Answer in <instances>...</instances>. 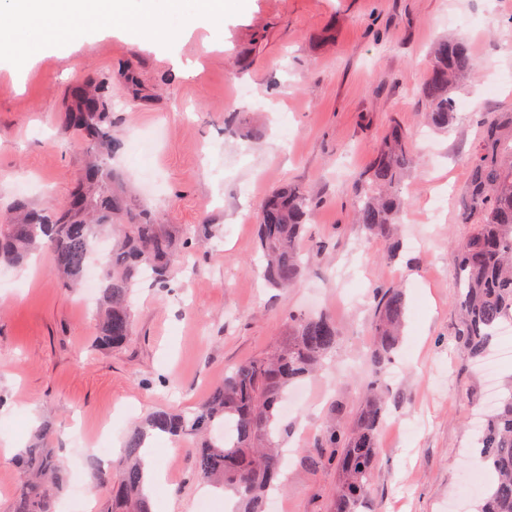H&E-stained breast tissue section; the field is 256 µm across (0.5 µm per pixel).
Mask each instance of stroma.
<instances>
[{
  "instance_id": "35a3bbf8",
  "label": "stroma",
  "mask_w": 512,
  "mask_h": 512,
  "mask_svg": "<svg viewBox=\"0 0 512 512\" xmlns=\"http://www.w3.org/2000/svg\"><path fill=\"white\" fill-rule=\"evenodd\" d=\"M512 0H245L225 8L224 29L187 25L174 40L140 42L128 27L97 25L54 45L0 54V208L69 204L83 183V131L69 115L79 92H99L114 149L108 178L126 209L157 224L220 225L190 273L134 289L135 334L119 351L96 350L94 304L52 273L51 254L0 273V447L29 445L42 422L67 471L81 470L102 504L89 459L69 441H97L111 421V462L122 434L158 408L192 410L225 369L261 356L288 331V315L322 311L338 343L311 383V401L288 419L286 449H314L336 398L362 405L375 334L377 289L401 286L403 341L386 381L377 465L357 512H476L468 468L474 421L486 396L481 362L459 350L456 284L461 165L478 139V113L512 107ZM465 38L475 74L463 78L448 133L421 123L418 89L428 50ZM238 120L226 125L224 116ZM415 159L401 188L407 247L398 258L354 221L351 200L393 124ZM292 185L314 217L299 241L303 278L279 291L256 266L265 197ZM145 458L164 472L153 512H196L202 486L189 443L152 438ZM335 465L290 462L276 512H329Z\"/></svg>"
}]
</instances>
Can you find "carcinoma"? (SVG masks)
<instances>
[{"instance_id":"carcinoma-1","label":"carcinoma","mask_w":512,"mask_h":512,"mask_svg":"<svg viewBox=\"0 0 512 512\" xmlns=\"http://www.w3.org/2000/svg\"><path fill=\"white\" fill-rule=\"evenodd\" d=\"M474 71L469 44L457 39L438 41L431 50L429 76L419 94L429 105L427 125L448 131L455 115L452 96L458 82ZM73 126L89 136L93 164L70 211H0V263L23 262L32 251L45 248L55 271L67 282L81 280L82 270L98 238L112 233V252L99 288V324L94 347L124 348L133 335L132 289L150 278L163 288L171 285L181 262L193 256L202 237L212 238L218 228L189 230L169 224H116L112 219L87 224L84 212L106 204L112 213L124 210L118 193L107 199L99 185L102 161L112 139L101 112H74ZM408 132L392 126L370 168L359 177L352 199L356 223L380 238L389 255L403 248L398 221L405 198L398 187L410 164ZM466 183L462 223L467 235L457 246V275L464 282V327L457 337L470 358L483 357L499 337L502 325L512 324V111L481 113L477 145L464 160ZM309 197L295 186L275 189L266 199L258 224V249L262 274L272 288L285 289L304 274L297 242L312 220ZM376 339L368 356L375 378L365 384V402L346 428L331 421L317 447L329 451L341 479L330 512H357L366 495L376 465L378 428L384 418L386 395L381 376L399 348L406 317L401 289L376 292ZM336 323L327 315L291 318L288 335L259 358L240 363L224 373L207 399L189 413L159 409L129 428L123 438V458L118 472L97 469L96 483L109 490L103 512H152L147 494L146 462L142 456L152 433L178 439L193 437L194 472L200 480L237 498L235 512H263L269 492L278 487L283 468L282 443L288 422L281 407L288 390L312 378L336 349ZM224 426V439L212 436ZM50 430L39 434V443L19 458L23 480L10 512H53L54 499L68 482L57 459L43 446ZM476 446L481 462L495 475L484 492L479 512H512V380L503 387L498 405L483 426Z\"/></svg>"}]
</instances>
